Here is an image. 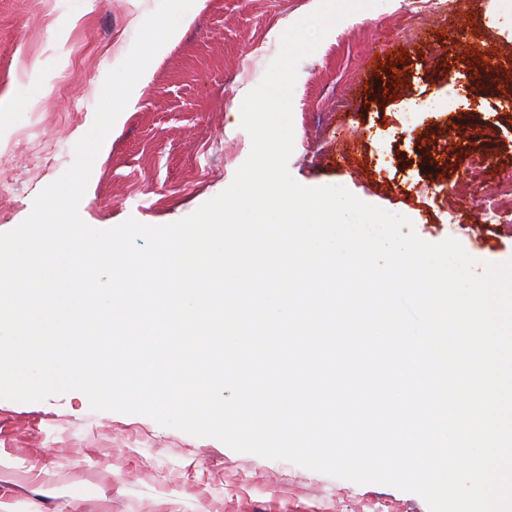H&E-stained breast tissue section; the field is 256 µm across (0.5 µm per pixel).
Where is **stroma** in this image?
Returning a JSON list of instances; mask_svg holds the SVG:
<instances>
[{"label": "stroma", "mask_w": 512, "mask_h": 512, "mask_svg": "<svg viewBox=\"0 0 512 512\" xmlns=\"http://www.w3.org/2000/svg\"><path fill=\"white\" fill-rule=\"evenodd\" d=\"M495 0L437 11L433 0H382L303 59L292 98V177L342 186L408 218L423 240H458L481 262L512 260V231L471 203L475 186L512 179V34ZM154 0H0V233L74 160L103 82L130 52ZM312 0H206L181 39L151 64L133 112L110 132L79 214L108 229L133 218L165 225L232 183L252 141L246 95L288 24ZM482 43L503 65L479 78ZM409 60L397 71L382 59ZM456 111H429L449 92ZM415 115H408V108ZM0 485L19 512H429L418 494L358 484L237 452L139 414L92 410L78 391L0 399Z\"/></svg>", "instance_id": "stroma-1"}]
</instances>
